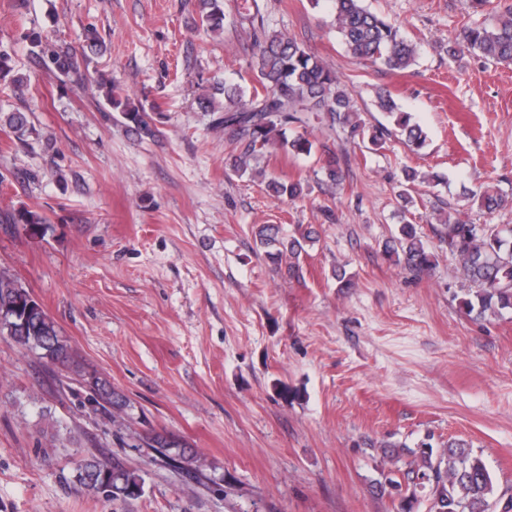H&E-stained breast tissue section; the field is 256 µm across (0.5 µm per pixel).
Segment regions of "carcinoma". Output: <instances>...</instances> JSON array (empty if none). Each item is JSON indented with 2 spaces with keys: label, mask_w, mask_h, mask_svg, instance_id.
Here are the masks:
<instances>
[{
  "label": "carcinoma",
  "mask_w": 512,
  "mask_h": 512,
  "mask_svg": "<svg viewBox=\"0 0 512 512\" xmlns=\"http://www.w3.org/2000/svg\"><path fill=\"white\" fill-rule=\"evenodd\" d=\"M329 9L326 25L335 29L347 51L355 58L380 63L391 71H402L416 62L418 47L409 41L400 27L364 6V0H325ZM200 25L217 31L225 25L250 31L256 51L250 69L256 85L248 88L239 82L224 81V109H213L215 127L224 139L240 148L231 155L230 166L246 173L250 159L278 146L294 155H311L314 141L300 133L288 140L286 127L304 128L313 118L326 120L330 129L342 130L354 143L370 145L377 150L395 134L403 137L410 151L417 153L427 142V133L412 114L404 111L391 93H376V106L389 118L383 123L366 125L357 119L351 96L338 85L335 71L319 56L282 33L265 28L260 0H237L234 11L225 13L221 0H196ZM31 44L38 49L43 68L57 78L83 79L84 61L63 45L44 44L37 32L31 33ZM474 54L494 63L512 62V3H504L490 22L475 21L464 27L459 36L448 43V56L458 58ZM9 81L16 91L27 86L23 74H12L10 56L0 51V81ZM112 108L142 137L153 138L156 128L143 106L131 104L117 93V87H106ZM0 122L17 137L32 133L28 115L15 110L0 113ZM344 157L327 152L321 170L326 178L339 185L343 181ZM416 170L406 167L400 181L398 198L399 236L386 242L385 251L397 264L413 274L432 269V255L426 250L410 222L414 200L409 184L415 182ZM268 187L279 197L294 200L304 196L300 181L272 180ZM469 196L480 207L492 212L505 199L490 190H472ZM9 224H27L38 228L46 223L40 213L20 208L4 216ZM443 243L454 256L463 276L472 288L461 300L467 313L477 318L487 313L512 312V227L490 224H468L445 221ZM257 239L273 262L286 263L288 274H299V257L303 243L313 241L312 231L285 237L279 227L264 225ZM18 281L0 274V336L10 337L23 348L40 349L54 364L64 365L71 358L70 346L60 335L56 322L35 301L29 289L16 287ZM147 447L169 464L191 469L198 456L167 434L147 437ZM417 470L427 477L434 512H512V496L496 495L495 482L482 454L463 439L450 438L434 452L430 442H421ZM75 482L87 494L117 500L135 499L143 492L142 477L130 470L112 466L98 458H89L77 469Z\"/></svg>",
  "instance_id": "obj_1"
}]
</instances>
